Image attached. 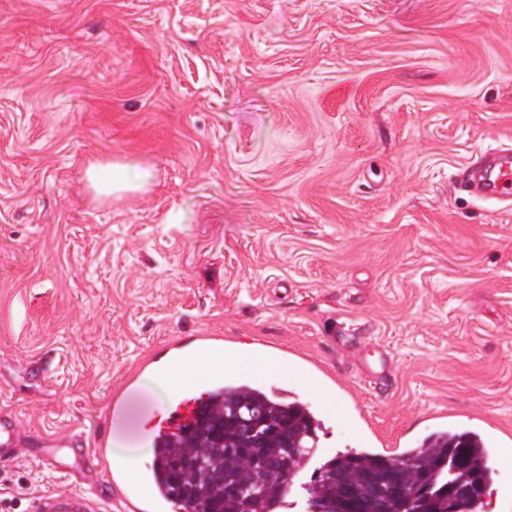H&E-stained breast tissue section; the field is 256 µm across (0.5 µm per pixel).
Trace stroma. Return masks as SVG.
Segmentation results:
<instances>
[{
  "label": "stroma",
  "mask_w": 512,
  "mask_h": 512,
  "mask_svg": "<svg viewBox=\"0 0 512 512\" xmlns=\"http://www.w3.org/2000/svg\"><path fill=\"white\" fill-rule=\"evenodd\" d=\"M510 141L512 0H0V389L25 435L144 447L167 406L126 377L212 333L287 364L259 383L321 420L318 456L480 431L487 512H512V210L459 181ZM112 160L154 188L95 198ZM382 351L386 397L354 364ZM72 486L0 463L13 512Z\"/></svg>",
  "instance_id": "35a3bbf8"
}]
</instances>
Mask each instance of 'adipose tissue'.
Segmentation results:
<instances>
[{
  "instance_id": "1",
  "label": "adipose tissue",
  "mask_w": 512,
  "mask_h": 512,
  "mask_svg": "<svg viewBox=\"0 0 512 512\" xmlns=\"http://www.w3.org/2000/svg\"><path fill=\"white\" fill-rule=\"evenodd\" d=\"M86 180L96 196L103 198L121 197L142 193L155 181L153 172L130 162H99L91 164L86 170ZM231 367L242 375L263 377L269 374H287L288 368L280 360L269 359L256 362L246 357L234 358L231 363L213 362L206 358L197 359L194 365L174 364L159 372L154 383L159 387L167 402L179 399V388L197 374L211 371L212 368Z\"/></svg>"
}]
</instances>
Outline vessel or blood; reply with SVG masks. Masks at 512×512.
Returning a JSON list of instances; mask_svg holds the SVG:
<instances>
[{
    "mask_svg": "<svg viewBox=\"0 0 512 512\" xmlns=\"http://www.w3.org/2000/svg\"><path fill=\"white\" fill-rule=\"evenodd\" d=\"M465 189L480 200L512 206V147L500 146L486 151L476 162L468 164L462 180ZM170 362L185 363L204 354H223L224 339L220 336L200 335L192 339L173 336L167 339ZM209 399L208 391H196L193 385H184L178 406L167 416L148 421L146 433L153 444H161L178 436L203 411ZM22 435L12 412L0 408V462H9L21 454H28L40 463L59 466L56 446L21 450ZM69 444L76 458L98 463L96 484L66 491H51L36 497L31 512H96V486L111 491L110 499L117 512H173L174 506L165 491L150 482L131 479L112 469L107 463L108 440L98 436L91 445H84L81 435H71Z\"/></svg>",
    "mask_w": 512,
    "mask_h": 512,
    "instance_id": "vessel-or-blood-1",
    "label": "vessel or blood"
}]
</instances>
